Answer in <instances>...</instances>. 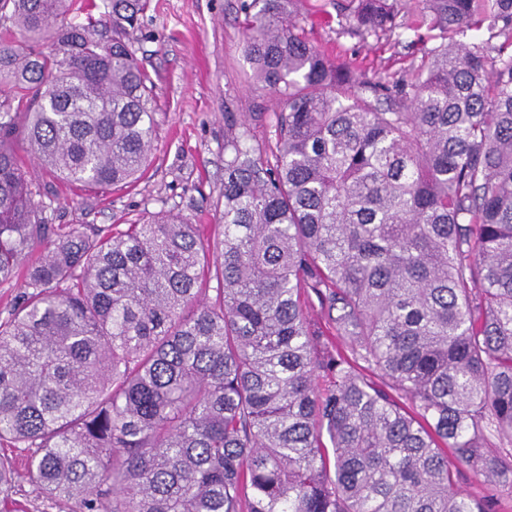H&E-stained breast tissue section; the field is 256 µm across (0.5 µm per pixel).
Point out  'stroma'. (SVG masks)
I'll use <instances>...</instances> for the list:
<instances>
[{"mask_svg": "<svg viewBox=\"0 0 512 512\" xmlns=\"http://www.w3.org/2000/svg\"><path fill=\"white\" fill-rule=\"evenodd\" d=\"M350 0H293L309 43L334 62L389 81L410 79L439 44L438 31L404 26L380 38L361 36L349 20ZM139 63L155 81L156 150L141 180L88 201L82 191L43 175L41 199L53 224L126 225L160 210L179 213L213 236L224 189V115L234 113L254 141L275 142L279 96L249 78L243 54V0H147L130 32ZM458 490L493 499L512 512V486L459 471Z\"/></svg>", "mask_w": 512, "mask_h": 512, "instance_id": "obj_1", "label": "stroma"}]
</instances>
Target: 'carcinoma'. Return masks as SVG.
<instances>
[{"label":"carcinoma","instance_id":"1","mask_svg":"<svg viewBox=\"0 0 512 512\" xmlns=\"http://www.w3.org/2000/svg\"><path fill=\"white\" fill-rule=\"evenodd\" d=\"M259 2L244 56L284 109L271 152L224 115L212 240L165 211L48 223L39 171L103 195L150 161L144 4L0 0V284L23 288L0 444L27 449L0 496L21 477L59 512H492L454 477L512 483V54L454 36L511 29L512 0H417L446 42L409 83ZM351 2L363 35L401 27L396 0Z\"/></svg>","mask_w":512,"mask_h":512}]
</instances>
